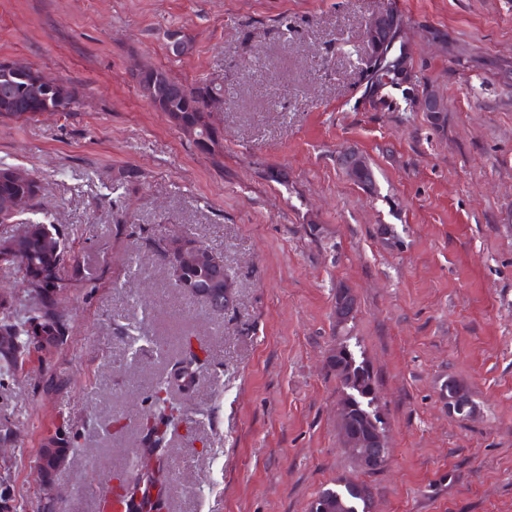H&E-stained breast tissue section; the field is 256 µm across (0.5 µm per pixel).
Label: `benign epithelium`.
<instances>
[{
  "label": "benign epithelium",
  "instance_id": "1",
  "mask_svg": "<svg viewBox=\"0 0 512 512\" xmlns=\"http://www.w3.org/2000/svg\"><path fill=\"white\" fill-rule=\"evenodd\" d=\"M404 22L401 16L382 9L364 20L361 25V37L366 47L365 72L367 77L382 66L392 69L400 85L409 89L415 88L410 54L402 41ZM421 107L431 113L441 111L440 98L433 89L426 88L418 97ZM181 133L190 140L199 141L201 152L210 154L219 147L221 138L214 134L212 138H201L196 135L197 127H179ZM340 166L345 177L356 186L370 190L372 186L363 174L369 162L358 151H350L340 158ZM31 232V226L23 224L14 234L0 239V259H11L22 252V242ZM164 252L167 253L171 274L179 277L188 269L197 270L205 275V288L201 298L213 308L223 311L234 301L235 281L226 272L224 261L216 251L184 235L165 236ZM336 326L344 327L357 315V299L354 292L343 288L339 290L333 306ZM471 409V399L467 390L458 389L448 397V411L462 414ZM337 415L343 448L352 456L358 465L370 470L384 465L389 455V430L385 423H374V427L364 434L354 430L342 404H337ZM0 507L10 512L11 501L10 471L0 466Z\"/></svg>",
  "mask_w": 512,
  "mask_h": 512
}]
</instances>
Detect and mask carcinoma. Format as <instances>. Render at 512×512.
Segmentation results:
<instances>
[{
  "label": "carcinoma",
  "instance_id": "1",
  "mask_svg": "<svg viewBox=\"0 0 512 512\" xmlns=\"http://www.w3.org/2000/svg\"><path fill=\"white\" fill-rule=\"evenodd\" d=\"M150 72L159 86L154 108L183 123L201 122L204 116L201 105L211 93L221 92V87L212 81L203 80L187 86L161 70L152 68ZM375 83L383 88L380 103L392 107L388 100L398 90L393 76L385 71L376 77ZM5 97L11 99L12 107L0 109L1 119H30L34 117L30 112L32 108L40 112H76L81 104V94L75 86L63 81L57 87L44 88L37 84V73L33 71L15 74L7 80L0 78V100ZM15 195L29 199V211L34 215L39 210L42 184L38 180L18 183L0 177V200ZM29 224L33 227L34 238L25 243L16 267L26 285L25 294L21 297L12 291H0V333L5 332L16 340L15 345L0 350V378L15 376L32 355L42 349V343L37 339L39 334L67 337L71 329L63 313L72 281L76 280V276L67 275L72 261L68 228L37 219ZM192 339L190 334L181 338L170 370L159 376L150 395L146 416L152 424L140 429L146 447L135 453L127 474L129 495L119 500L124 512L170 508L172 476L162 448L178 434L180 424H190L193 419L192 411L175 401L168 384L179 371L190 370L201 375L209 367L206 345L200 339L194 345ZM343 362L338 374L339 393L341 400L350 407L353 424L363 432L372 425L371 417L378 409L377 395L371 388L373 370L363 351H356L347 344L344 345ZM85 428L84 424L67 423L63 431L43 440L37 454L42 485L53 484L57 472L77 453ZM153 489L157 490L154 503L151 502ZM320 494L342 497L346 512H366L373 499L369 485L348 477L337 479L334 486L323 489Z\"/></svg>",
  "mask_w": 512,
  "mask_h": 512
}]
</instances>
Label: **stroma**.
Wrapping results in <instances>:
<instances>
[{"label":"stroma","instance_id":"35a3bbf8","mask_svg":"<svg viewBox=\"0 0 512 512\" xmlns=\"http://www.w3.org/2000/svg\"><path fill=\"white\" fill-rule=\"evenodd\" d=\"M385 5L404 17L439 117L366 97L361 22ZM173 31L189 54L170 53ZM1 58L83 95L77 112L0 119V163L39 177L41 212L70 228L87 282L49 353L54 379L34 358L0 380L15 494L37 497L42 439L90 417L53 492L66 512H97L189 330L212 368L176 395L197 421L166 455L171 512H307L341 476L371 486L373 512H512V0H0ZM143 63L223 87L219 154L146 101L132 77ZM352 150L373 193L340 168ZM141 226L222 253L234 304L218 316L175 288ZM340 288L358 301L342 329ZM129 324L162 352L132 360ZM345 340L370 361L389 421L374 472L340 445L326 360ZM452 379L468 415L448 411ZM116 418L127 427L112 435Z\"/></svg>","mask_w":512,"mask_h":512}]
</instances>
